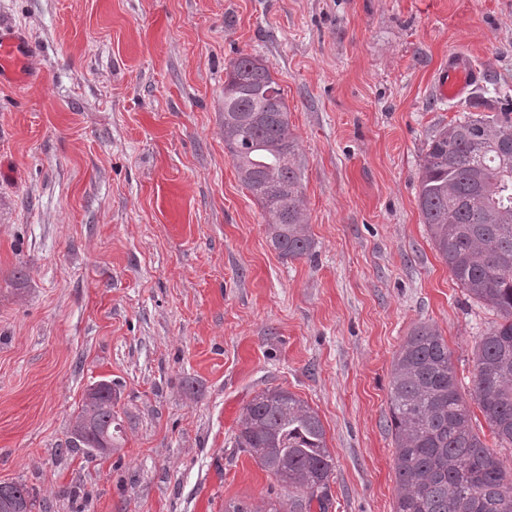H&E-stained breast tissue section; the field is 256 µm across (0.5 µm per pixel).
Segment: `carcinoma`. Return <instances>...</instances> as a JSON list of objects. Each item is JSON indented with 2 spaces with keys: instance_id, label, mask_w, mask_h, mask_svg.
<instances>
[{
  "instance_id": "1",
  "label": "carcinoma",
  "mask_w": 512,
  "mask_h": 512,
  "mask_svg": "<svg viewBox=\"0 0 512 512\" xmlns=\"http://www.w3.org/2000/svg\"><path fill=\"white\" fill-rule=\"evenodd\" d=\"M224 147L264 209L271 244L285 259L312 255L302 173L283 91L262 58L225 66ZM418 207L430 238L467 293L501 322L479 336L470 395L496 445L512 447V114L469 113L429 139ZM112 385L85 394L72 428L82 448L110 449L121 435ZM395 512H512V470L475 431L448 345L431 325L406 336L392 365ZM234 447L284 490L269 512H328L333 459L318 413L288 389L266 387L243 408ZM34 512L23 484L0 485V508Z\"/></svg>"
}]
</instances>
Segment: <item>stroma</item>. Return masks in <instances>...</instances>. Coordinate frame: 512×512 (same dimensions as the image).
<instances>
[{
	"instance_id": "1",
	"label": "stroma",
	"mask_w": 512,
	"mask_h": 512,
	"mask_svg": "<svg viewBox=\"0 0 512 512\" xmlns=\"http://www.w3.org/2000/svg\"><path fill=\"white\" fill-rule=\"evenodd\" d=\"M39 82L0 88V483L41 512H267L234 452L281 386L333 457L328 512H394L392 362L435 327L462 392L499 318L418 207L434 132L512 100V0H0ZM452 50L482 71L455 99ZM270 67L302 169L311 258L283 259L224 148V67ZM112 385L119 448L69 445Z\"/></svg>"
}]
</instances>
